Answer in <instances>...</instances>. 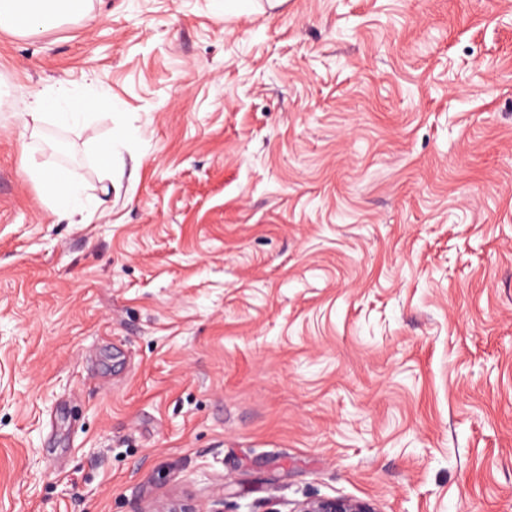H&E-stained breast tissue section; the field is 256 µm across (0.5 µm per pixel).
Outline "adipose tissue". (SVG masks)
Here are the masks:
<instances>
[{
  "instance_id": "ef3b65f1",
  "label": "adipose tissue",
  "mask_w": 512,
  "mask_h": 512,
  "mask_svg": "<svg viewBox=\"0 0 512 512\" xmlns=\"http://www.w3.org/2000/svg\"><path fill=\"white\" fill-rule=\"evenodd\" d=\"M72 0H0V27L20 35H35L54 21L77 18L84 20L91 16V5H84L81 11H74ZM30 123L53 119L66 127L84 124L87 113L77 105L66 87H59L52 98L34 97L27 105ZM30 178L41 188L46 199L56 202L68 215H81L98 210L102 201L87 195L84 186L77 181L71 170L61 164L47 169H29Z\"/></svg>"
}]
</instances>
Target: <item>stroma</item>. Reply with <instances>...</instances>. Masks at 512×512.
Instances as JSON below:
<instances>
[{"label": "stroma", "instance_id": "obj_1", "mask_svg": "<svg viewBox=\"0 0 512 512\" xmlns=\"http://www.w3.org/2000/svg\"><path fill=\"white\" fill-rule=\"evenodd\" d=\"M62 81L112 103L26 133ZM320 497L512 512V0L0 27V512ZM25 171L40 186L44 197L58 203L61 209L71 217L96 211L104 203L99 198L88 196L84 186L64 165L58 164L47 169L26 166Z\"/></svg>", "mask_w": 512, "mask_h": 512}]
</instances>
